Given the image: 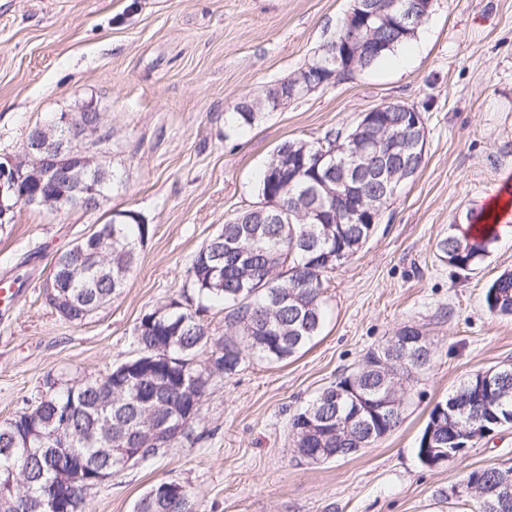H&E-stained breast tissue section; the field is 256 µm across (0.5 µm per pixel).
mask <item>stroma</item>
I'll list each match as a JSON object with an SVG mask.
<instances>
[{
    "label": "stroma",
    "mask_w": 512,
    "mask_h": 512,
    "mask_svg": "<svg viewBox=\"0 0 512 512\" xmlns=\"http://www.w3.org/2000/svg\"><path fill=\"white\" fill-rule=\"evenodd\" d=\"M351 0H0V155L29 128L95 105L112 131L105 160L121 178L99 211L18 207L0 229V273L23 280L0 305V422L31 407L46 378L101 377L135 356L141 315L179 296L195 251L257 202L273 149L349 129L399 101L421 112L424 163L384 207L364 247L330 277L327 321L296 357H247L216 378L189 436L92 487L86 512H133L175 480L200 512H468V473L512 466V428L430 469L416 448L433 406L478 371L512 363V318L489 312L490 283L512 272V235L460 270L436 244L512 187V0H435L414 38L375 68L326 84L254 125L238 103L317 55ZM130 210L151 232L122 294L82 324L45 302L50 263ZM411 327L433 363L404 385L398 429L348 458L310 463L290 421L365 353Z\"/></svg>",
    "instance_id": "35a3bbf8"
}]
</instances>
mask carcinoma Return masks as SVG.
I'll use <instances>...</instances> for the list:
<instances>
[{"label":"carcinoma","mask_w":512,"mask_h":512,"mask_svg":"<svg viewBox=\"0 0 512 512\" xmlns=\"http://www.w3.org/2000/svg\"><path fill=\"white\" fill-rule=\"evenodd\" d=\"M384 107L378 105L376 126L350 142L348 134L330 129L310 141L287 140L273 150L258 185L265 213L252 206L225 222L191 259L184 284L191 294L151 309L136 323L135 359L148 362L144 371L126 376L119 364L103 377L65 387L48 378L45 394L30 412L20 413L38 421L37 434L24 438L16 435L12 420L0 423V448L11 449L8 455L0 453V492L6 495L0 501V512H41L42 494L58 479L57 465L63 457L86 463L93 474L100 469L112 474L123 470L104 449L129 431L143 437L142 463L172 447L176 440L170 437L152 440V398L157 381H162L167 391L165 412L181 413L186 389L196 390L204 398L213 380L237 372L246 356L283 362L321 334L329 272L320 269L317 259L323 253L354 256L373 234L376 225L370 223V217L382 207L378 183L369 179L354 186L352 192L359 214L330 213L333 201L320 185L327 176L326 164L362 160L359 146L365 141L375 142L380 153L396 158L392 170L396 182L404 168L410 165L417 171L423 162L385 135L402 113L384 112ZM283 153L293 162L320 154L326 159L317 169L309 165L293 179L284 172L273 182L271 177ZM271 196L279 197L287 210L309 212L308 220L288 223L287 212L269 207ZM96 233L98 239L88 236L77 244L85 258L66 249L52 259L54 292L69 297L72 307L61 312L51 296L45 299L70 323H83L122 293L137 267L149 227L130 218L109 219L97 225ZM493 241L491 237L470 242L450 235L437 243V254L440 260L464 270L482 261ZM96 253L101 257L94 260ZM210 308L224 313V335L217 339L201 319ZM390 345L388 341L368 351L364 362L374 361L385 378L379 396L392 403L388 413H396L394 421L374 420L368 405L374 395L364 392L369 378L363 366L322 388L293 416V444L303 459L321 463L336 458L337 449L355 446L361 427L383 438L400 426L402 385L419 378L430 363L405 366L400 356L389 353ZM208 347L210 355L199 358ZM496 372H505L507 377L495 387L491 401L474 397V375L434 405L426 426L446 438L448 429L468 423L473 410L512 416V364H504ZM338 389L343 396L336 402ZM479 480L478 489H469L465 482L455 494L472 502L471 512H493L483 504L498 500L496 468L483 469ZM163 485V481L153 484L136 502L134 512H198L191 493L181 499L168 498L156 493Z\"/></svg>","instance_id":"1"}]
</instances>
